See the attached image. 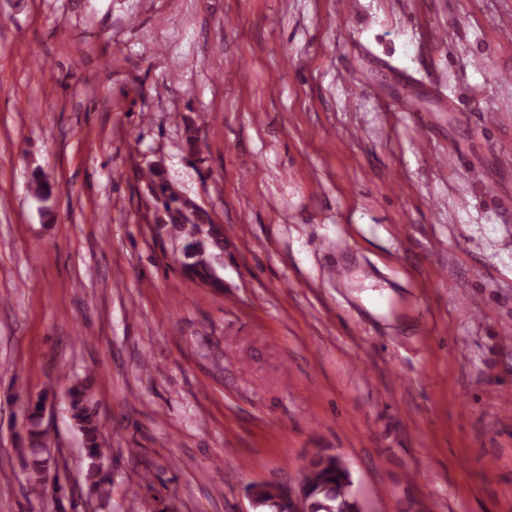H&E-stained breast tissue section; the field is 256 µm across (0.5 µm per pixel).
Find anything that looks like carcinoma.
I'll use <instances>...</instances> for the list:
<instances>
[{"label": "carcinoma", "instance_id": "obj_1", "mask_svg": "<svg viewBox=\"0 0 512 512\" xmlns=\"http://www.w3.org/2000/svg\"><path fill=\"white\" fill-rule=\"evenodd\" d=\"M156 201L161 203L167 216L164 228L170 233L186 234L182 248L181 265L185 276L215 289L224 288L209 263L206 249L224 251V233L214 227L209 214L190 201H180L167 193V183L159 180ZM42 402L29 404V429L27 446L19 449V456L29 484L36 490L45 488V476L52 459L47 448L44 432L39 430ZM68 412L74 426L84 438V447L90 460L87 477L98 499L111 498L112 487L108 476L102 474L98 458H105L108 449L102 447V422L97 409L86 395V388L80 384L68 390ZM302 481L306 484L305 512H360L359 504L352 492V476L338 457L323 448L312 456L304 467ZM247 494L254 507H268L272 512H293L288 498L276 493V489L264 484H251Z\"/></svg>", "mask_w": 512, "mask_h": 512}]
</instances>
